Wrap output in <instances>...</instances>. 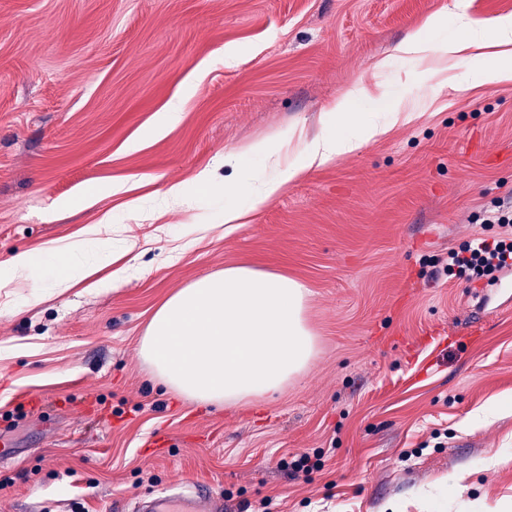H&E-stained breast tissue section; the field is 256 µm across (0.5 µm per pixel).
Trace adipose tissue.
I'll return each mask as SVG.
<instances>
[{
  "instance_id": "obj_1",
  "label": "adipose tissue",
  "mask_w": 512,
  "mask_h": 512,
  "mask_svg": "<svg viewBox=\"0 0 512 512\" xmlns=\"http://www.w3.org/2000/svg\"><path fill=\"white\" fill-rule=\"evenodd\" d=\"M461 22L470 38L449 43L448 55L468 46L498 49L497 64L481 73L480 83L492 89L511 80L512 16L491 22L465 13ZM359 93L355 87L337 99V133L306 144L294 163L261 179L248 208L238 207L233 186H225V223H239L248 209L264 205L288 183L389 134L398 113L350 111L348 104ZM308 295L306 284L286 275L228 267L197 278L164 301L139 351L156 378L191 401L221 407L256 400L282 390L316 354V338L304 316Z\"/></svg>"
}]
</instances>
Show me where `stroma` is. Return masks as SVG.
Instances as JSON below:
<instances>
[{
	"instance_id": "obj_1",
	"label": "stroma",
	"mask_w": 512,
	"mask_h": 512,
	"mask_svg": "<svg viewBox=\"0 0 512 512\" xmlns=\"http://www.w3.org/2000/svg\"><path fill=\"white\" fill-rule=\"evenodd\" d=\"M453 4L0 0V266L46 264L0 288V512H127L190 483L226 512L512 503V287L433 275L501 232L482 212L512 201V82L478 86L497 57L467 49L445 63L459 94L429 76L436 60L395 51L434 14L430 41L465 40ZM359 84L351 111L411 120L225 223L198 174L242 185L246 207L296 140L336 132ZM260 142L275 159L247 152ZM102 252L121 281L64 286ZM235 266L307 285L318 354L256 404L201 407L153 378L139 342L166 298ZM304 454L322 468L292 476Z\"/></svg>"
}]
</instances>
